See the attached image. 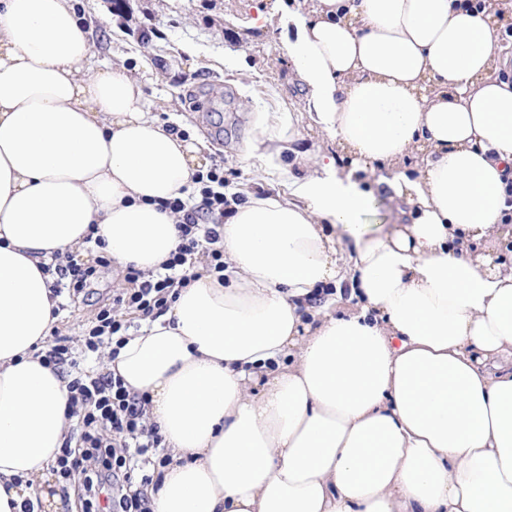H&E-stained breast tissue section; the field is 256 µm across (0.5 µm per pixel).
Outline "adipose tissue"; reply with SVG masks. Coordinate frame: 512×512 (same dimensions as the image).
I'll return each mask as SVG.
<instances>
[{
  "label": "adipose tissue",
  "instance_id": "adipose-tissue-1",
  "mask_svg": "<svg viewBox=\"0 0 512 512\" xmlns=\"http://www.w3.org/2000/svg\"><path fill=\"white\" fill-rule=\"evenodd\" d=\"M303 110L252 156L300 167L285 196L219 228L228 283L201 274L103 367L148 397L171 461L152 512H512V78L494 54L512 0H273ZM200 150L165 130L123 65L97 63L73 0H0V512L38 497L68 434L42 365L58 301L41 271L95 232L150 271L179 243ZM350 157L354 171L337 158ZM374 173L411 223L364 218ZM349 284L355 309L326 289Z\"/></svg>",
  "mask_w": 512,
  "mask_h": 512
}]
</instances>
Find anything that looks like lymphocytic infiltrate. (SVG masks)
<instances>
[{
    "instance_id": "lymphocytic-infiltrate-1",
    "label": "lymphocytic infiltrate",
    "mask_w": 512,
    "mask_h": 512,
    "mask_svg": "<svg viewBox=\"0 0 512 512\" xmlns=\"http://www.w3.org/2000/svg\"><path fill=\"white\" fill-rule=\"evenodd\" d=\"M192 181L193 188L185 197L164 204L177 217L179 244L175 251L158 272L132 264L124 267L125 285L113 291L111 302L99 309L84 332L82 353L99 354L122 346L132 319L152 320L163 314L179 289L197 279L193 261L196 254L205 255L207 273L223 277L224 249L219 245V228L225 215L244 198L228 192L220 162L198 171ZM111 261V256L102 255L89 265L69 255L44 266L43 271L52 276L55 291L66 289L78 294L90 285L97 266ZM51 336L41 361L62 374L70 393L69 443L61 448L52 466L61 499H68L73 481L79 478L91 512H151L148 501L133 487L149 482L146 466L156 461L167 464L170 457H151L161 448L163 439L157 427L146 420V395L129 390L111 372L76 371L71 338L56 327Z\"/></svg>"
}]
</instances>
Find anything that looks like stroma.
I'll return each mask as SVG.
<instances>
[{
  "label": "stroma",
  "mask_w": 512,
  "mask_h": 512,
  "mask_svg": "<svg viewBox=\"0 0 512 512\" xmlns=\"http://www.w3.org/2000/svg\"><path fill=\"white\" fill-rule=\"evenodd\" d=\"M264 0H78L92 16L99 61L138 76L154 115L203 136L207 161L223 160L231 191L287 194L284 163L247 157L259 126L280 113L296 116L309 150L325 144L301 114V91L279 21L249 26Z\"/></svg>",
  "instance_id": "1"
}]
</instances>
